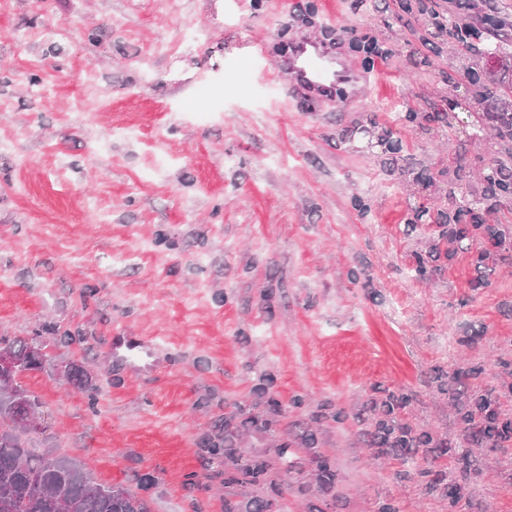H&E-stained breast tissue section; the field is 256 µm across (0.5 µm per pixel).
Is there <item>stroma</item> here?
Here are the masks:
<instances>
[{"instance_id":"1","label":"stroma","mask_w":512,"mask_h":512,"mask_svg":"<svg viewBox=\"0 0 512 512\" xmlns=\"http://www.w3.org/2000/svg\"><path fill=\"white\" fill-rule=\"evenodd\" d=\"M402 2L0 0V336L59 328L69 339L49 361L83 362L98 384L91 397L27 378L43 418L31 448L89 462L152 512H190L194 496L224 512L225 497L267 495L225 485L200 446L231 404L241 458L316 436L272 512H512V444L467 441L434 382L483 365L471 389L512 418V263L481 285L460 253L418 280L433 229L406 225L416 206L480 190L495 142L469 130L497 106L477 103L464 73L489 67L512 88V63L461 55L437 26L450 13L479 24L483 0ZM297 38L341 45L356 94H298L282 65ZM371 40L390 57L369 70ZM33 72L47 96L29 93ZM447 110L449 124L425 125ZM123 332L150 339L152 370L113 357ZM399 391L412 396L403 417L446 447L431 463L360 433L367 403ZM424 467L461 485L456 506Z\"/></svg>"}]
</instances>
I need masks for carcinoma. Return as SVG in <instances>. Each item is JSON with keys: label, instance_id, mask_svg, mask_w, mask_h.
<instances>
[{"label": "carcinoma", "instance_id": "obj_1", "mask_svg": "<svg viewBox=\"0 0 512 512\" xmlns=\"http://www.w3.org/2000/svg\"><path fill=\"white\" fill-rule=\"evenodd\" d=\"M490 26L479 28L464 25L453 14H448V35L468 43L469 52L480 51L475 42L486 45L485 52L497 56L504 45L512 41L507 23L502 19L486 17ZM465 79L475 95L483 102L500 100V84L480 69L469 68ZM487 117L499 144L501 157L485 166L481 172L482 193L479 199L468 191L453 202L448 220L432 217L425 206L415 208L414 222L434 224L437 238L428 245V251L415 254L414 273L425 279L438 270L441 257L451 260L458 250L472 253V262L478 269H487L496 263L497 253L512 250V241L504 224H491L484 215L497 211L512 200V108L503 105L499 112ZM449 248L441 250L440 243ZM57 341L52 336L19 339L0 336V349L8 350L17 367L10 377V389L15 395L0 390V512H152L150 502L120 484H102L93 476L81 459L48 451L38 455L28 446L26 435L40 430L24 421L38 418L41 403L23 384L22 378L34 373L52 374L46 354L42 350ZM64 380L73 388L89 393V404L95 405L93 392L96 380L88 369L76 361L68 362ZM410 401L407 394L390 395L382 402L381 417L375 423V433L381 443L391 448L420 450L434 444L427 432H417L399 419V412ZM458 423L466 438L481 445H501L512 441V419L501 415L496 397L487 393L471 395L458 410ZM222 429L212 437H205L201 445L210 449V456L222 464L236 460L235 448L238 428L235 413L224 414ZM295 454L290 446L281 444L275 463L263 457H252L224 472V483L248 482L266 486L281 494V484L274 477L288 473L295 467ZM273 502L264 499L241 501L224 499V512H267Z\"/></svg>", "mask_w": 512, "mask_h": 512}]
</instances>
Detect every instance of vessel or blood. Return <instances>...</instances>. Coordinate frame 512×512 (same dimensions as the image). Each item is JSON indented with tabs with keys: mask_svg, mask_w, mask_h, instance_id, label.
<instances>
[{
	"mask_svg": "<svg viewBox=\"0 0 512 512\" xmlns=\"http://www.w3.org/2000/svg\"><path fill=\"white\" fill-rule=\"evenodd\" d=\"M288 69L293 73L299 89L316 97L326 96L337 83L355 85L360 81L358 74L345 69L338 57L312 40H303L293 46ZM112 353L147 367L152 364L153 351L138 336L122 334L113 337Z\"/></svg>",
	"mask_w": 512,
	"mask_h": 512,
	"instance_id": "obj_1",
	"label": "vessel or blood"
}]
</instances>
